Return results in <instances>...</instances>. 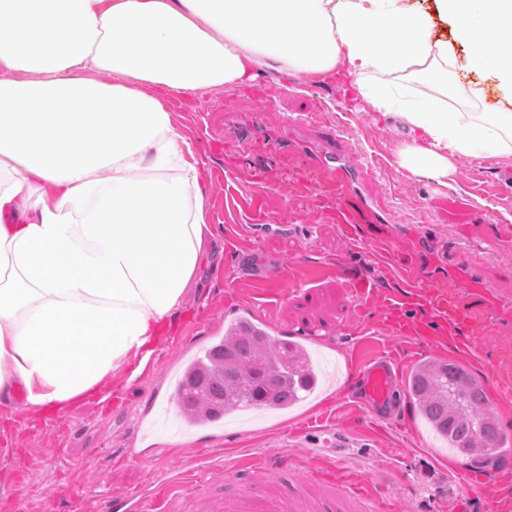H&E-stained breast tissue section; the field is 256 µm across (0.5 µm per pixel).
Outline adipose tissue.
<instances>
[{"label": "adipose tissue", "mask_w": 512, "mask_h": 512, "mask_svg": "<svg viewBox=\"0 0 512 512\" xmlns=\"http://www.w3.org/2000/svg\"><path fill=\"white\" fill-rule=\"evenodd\" d=\"M467 71L512 91V0H437ZM449 40L409 0H0V396L63 413L151 355L210 256L193 147L170 98L230 90L256 70L346 76L401 108L423 144L404 166L445 178L457 156H512V110L477 103ZM380 73L419 79L394 98Z\"/></svg>", "instance_id": "adipose-tissue-1"}]
</instances>
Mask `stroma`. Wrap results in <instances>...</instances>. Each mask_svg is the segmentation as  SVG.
<instances>
[{
	"instance_id": "1",
	"label": "stroma",
	"mask_w": 512,
	"mask_h": 512,
	"mask_svg": "<svg viewBox=\"0 0 512 512\" xmlns=\"http://www.w3.org/2000/svg\"><path fill=\"white\" fill-rule=\"evenodd\" d=\"M250 91H207L169 101L191 142L208 222L224 250L188 292L154 354L180 369L224 333L231 307L252 310L269 332H299L332 380L282 411L227 415L223 430L175 415L163 369L129 381L113 373L107 402L81 403L60 423L0 405V512H107L145 475H189L170 512H224V472L252 455L298 478L345 440L337 475L371 487L384 512H512V459L477 466L453 453L418 414L410 372L433 358L464 365L487 386L512 441V156H461L437 180L401 165L422 134L397 111H360L341 84L267 70ZM351 177L362 202L358 237L300 175ZM465 253L473 287L489 291L475 316L484 336H452L425 302L448 278L442 253ZM427 325L429 335L416 334ZM388 353L400 378L372 404L358 379Z\"/></svg>"
}]
</instances>
